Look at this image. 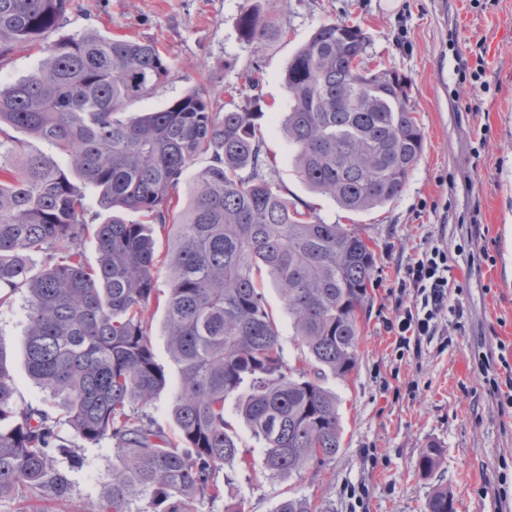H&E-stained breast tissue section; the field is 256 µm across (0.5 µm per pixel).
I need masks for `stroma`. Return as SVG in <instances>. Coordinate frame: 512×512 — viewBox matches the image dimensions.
Instances as JSON below:
<instances>
[{
    "label": "stroma",
    "instance_id": "stroma-1",
    "mask_svg": "<svg viewBox=\"0 0 512 512\" xmlns=\"http://www.w3.org/2000/svg\"><path fill=\"white\" fill-rule=\"evenodd\" d=\"M253 7L285 38L243 44L237 22ZM327 21L359 23L370 37L369 65L380 63L411 80V103L424 134V152L401 196L361 214L341 210L312 193L296 176L286 144L276 133L265 149L276 161L274 178L289 197L306 202L326 223L356 225L377 255L371 299L360 315L358 365L347 378L327 376L342 414L343 442L317 474L270 477L263 449L238 416L236 399L224 405L239 445L254 465L232 472L224 501L199 512H275L291 496L311 498L321 512H425L430 495L448 489L457 512H512V405L495 395L479 370L483 353L512 366V0H74L59 35L91 30L158 43L171 62L152 97L125 114L167 107L201 87L219 102L245 104L244 79L257 68L260 94L284 111V73L313 29ZM483 63L479 81H462V67ZM446 248L452 279L463 287L462 316H448L439 336L418 355L397 358L386 330L397 301H411L400 280L406 264L431 246ZM164 314L153 311L157 362L170 386L146 406L166 429L178 367L164 334ZM27 300L17 292L0 309V356L19 403L45 405L48 396L29 379L24 361ZM435 443L442 457L428 474L417 468L422 448ZM71 468L72 504L96 501L109 480L110 442L86 444Z\"/></svg>",
    "mask_w": 512,
    "mask_h": 512
}]
</instances>
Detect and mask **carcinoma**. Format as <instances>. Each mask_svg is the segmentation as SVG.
<instances>
[{"label": "carcinoma", "mask_w": 512, "mask_h": 512, "mask_svg": "<svg viewBox=\"0 0 512 512\" xmlns=\"http://www.w3.org/2000/svg\"><path fill=\"white\" fill-rule=\"evenodd\" d=\"M71 2L0 0V62L21 46L44 54L34 72L0 86V307L25 289L27 373L70 428L64 438L51 407L17 403L0 362V499L22 489L68 503L72 482L57 458L78 465L80 444L110 440L116 461L86 512H131L140 497L148 512H198L224 498L230 471L251 466L224 415L234 395L270 475L333 460L343 430L323 380L357 366L373 251L356 229L325 223L274 180L260 94L228 108L195 88L165 109L123 117L166 81L169 61L152 40L92 30L48 41ZM238 29L249 46L267 36L251 8ZM368 43L359 24H320L288 63L287 110L270 117L298 178L354 214L398 198L424 151L408 78L369 68ZM10 129L51 144L66 165L28 151ZM201 158L207 165L187 182ZM88 187L110 213L100 224ZM127 210L141 220L126 221ZM89 236L94 264L84 258ZM264 272L303 347L296 366L284 359ZM151 307L164 310L179 366L173 435L136 410L169 384L153 351ZM440 455L435 443L423 448L419 471H432ZM275 512L320 510L292 496ZM426 512H455L448 490L433 492Z\"/></svg>", "instance_id": "obj_1"}]
</instances>
